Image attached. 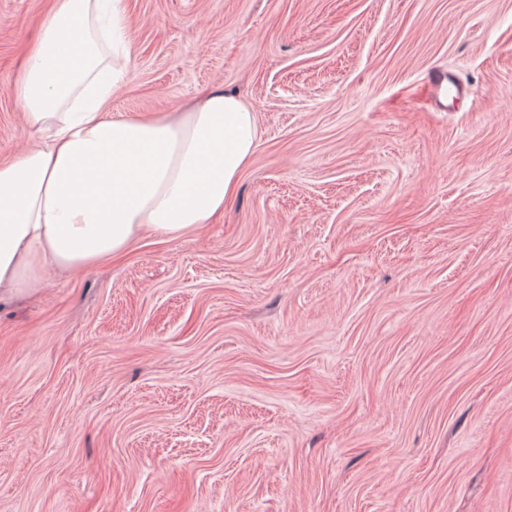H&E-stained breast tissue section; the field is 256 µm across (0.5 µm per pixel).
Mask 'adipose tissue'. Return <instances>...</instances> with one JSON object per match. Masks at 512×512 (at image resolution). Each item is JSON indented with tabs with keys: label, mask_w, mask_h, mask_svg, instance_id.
<instances>
[{
	"label": "adipose tissue",
	"mask_w": 512,
	"mask_h": 512,
	"mask_svg": "<svg viewBox=\"0 0 512 512\" xmlns=\"http://www.w3.org/2000/svg\"><path fill=\"white\" fill-rule=\"evenodd\" d=\"M128 29L123 0H49L16 83L39 142L0 161V294L212 223L252 156L250 108L218 89L175 118L111 112Z\"/></svg>",
	"instance_id": "1"
}]
</instances>
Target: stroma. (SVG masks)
<instances>
[{"mask_svg":"<svg viewBox=\"0 0 512 512\" xmlns=\"http://www.w3.org/2000/svg\"><path fill=\"white\" fill-rule=\"evenodd\" d=\"M125 6L113 112L259 137L217 223L0 297V512H512V0Z\"/></svg>","mask_w":512,"mask_h":512,"instance_id":"1","label":"stroma"}]
</instances>
